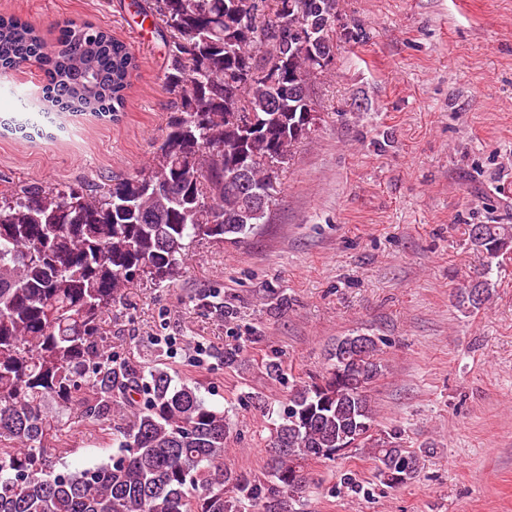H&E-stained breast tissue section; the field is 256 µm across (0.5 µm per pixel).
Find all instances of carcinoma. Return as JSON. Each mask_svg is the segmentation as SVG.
Wrapping results in <instances>:
<instances>
[{
	"label": "carcinoma",
	"mask_w": 512,
	"mask_h": 512,
	"mask_svg": "<svg viewBox=\"0 0 512 512\" xmlns=\"http://www.w3.org/2000/svg\"><path fill=\"white\" fill-rule=\"evenodd\" d=\"M150 0L165 32L173 112L136 175L64 188L23 183L0 193V512H298L311 461L366 448L389 487L413 482L423 455L373 432L369 389L382 371L366 334L336 339L325 373L296 381L270 428L263 472L233 469L229 414L168 371L144 372L106 350L104 317L134 281L180 276L203 242L235 244L267 222L280 165L311 133L312 80L334 54L338 0ZM315 31L316 41L295 37ZM45 63L48 103L112 117L137 61L91 23L48 49L36 25L0 18V69ZM290 79L287 94L257 77ZM264 205L249 207L255 191ZM471 246L512 250V224H473ZM489 296L478 278L461 307ZM145 394V401L138 396ZM123 401L133 420L112 462L56 470L55 447L75 406L98 423Z\"/></svg>",
	"instance_id": "obj_1"
}]
</instances>
